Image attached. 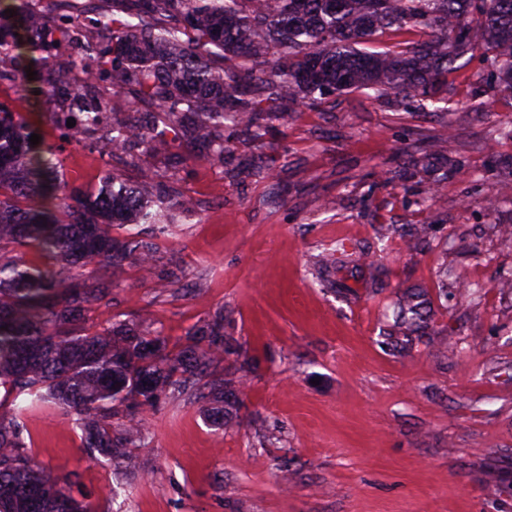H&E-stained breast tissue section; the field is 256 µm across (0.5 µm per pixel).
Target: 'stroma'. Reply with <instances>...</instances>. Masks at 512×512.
I'll list each match as a JSON object with an SVG mask.
<instances>
[{
  "mask_svg": "<svg viewBox=\"0 0 512 512\" xmlns=\"http://www.w3.org/2000/svg\"><path fill=\"white\" fill-rule=\"evenodd\" d=\"M486 54L475 46L449 74L444 112L361 92L294 106L265 136L269 181L236 166L252 148L231 125V162L158 154L161 187L200 207L158 239L165 260L154 270H113L111 300L79 329L146 308L176 352L190 329L223 315L226 334L259 362L248 396L221 428L201 403L162 401L134 451L135 478L92 459L79 429L45 403L24 417L32 457L70 478L95 512H512V290L500 285L512 278V194H496L512 183V96L485 83ZM0 104L23 117L38 107L10 78ZM38 108L36 131L69 186L96 189L110 167L137 179L50 121L65 103ZM443 129L431 166H410ZM437 180L445 194L433 204ZM379 224L417 230L421 249L379 241ZM339 240L369 249L380 268L374 288L346 276L350 301L311 274L322 246ZM413 285L429 294L433 331L400 356L381 336L397 293Z\"/></svg>",
  "mask_w": 512,
  "mask_h": 512,
  "instance_id": "stroma-1",
  "label": "stroma"
}]
</instances>
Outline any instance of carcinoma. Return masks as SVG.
Listing matches in <instances>:
<instances>
[{"label": "carcinoma", "mask_w": 512, "mask_h": 512, "mask_svg": "<svg viewBox=\"0 0 512 512\" xmlns=\"http://www.w3.org/2000/svg\"><path fill=\"white\" fill-rule=\"evenodd\" d=\"M409 29L420 38L399 51L363 49ZM63 43L70 48L64 72L37 81L29 93L77 107L83 133L101 152L136 151L139 178L128 183L108 168L96 191L67 189L55 154L42 142L30 144V122L0 105V254L32 247L51 260L41 269L0 261V512H94L73 495L70 481L28 453L23 416L30 408L58 405L91 455L133 470L131 449L144 442L160 400L206 402L217 425L243 404L254 359L209 379L224 356L239 353L222 315L192 328L175 354L150 330L145 310L93 334L77 330L112 284L83 288L71 282V270L150 269L157 247L139 227L169 236L170 225L198 206L184 190L160 192L153 164L185 114L193 115L188 149L222 161L230 151L226 122L260 143L272 122L288 125L283 108L290 102L321 107L372 90L424 110L439 101L448 74L477 43L491 53L493 87L512 94V0H112L110 10L95 6L91 22L77 4L59 18L32 0H0V62L9 60L12 78L26 80L28 69L53 71V49ZM119 95L163 114L167 124L117 119L113 113L124 111L113 105ZM116 227L125 236L113 235ZM376 232L401 236L412 251L422 245L418 232L396 224ZM367 258L365 249L351 252L338 241L319 257L313 276L347 296L350 287L330 279V271L348 262L365 266ZM431 322L425 290L403 289L387 345L406 352L429 335Z\"/></svg>", "instance_id": "1"}]
</instances>
